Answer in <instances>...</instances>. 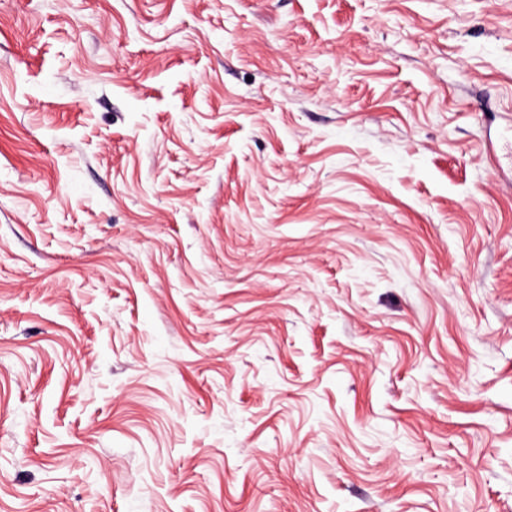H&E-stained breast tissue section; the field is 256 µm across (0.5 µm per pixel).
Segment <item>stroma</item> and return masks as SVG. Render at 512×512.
I'll return each mask as SVG.
<instances>
[{"label":"stroma","mask_w":512,"mask_h":512,"mask_svg":"<svg viewBox=\"0 0 512 512\" xmlns=\"http://www.w3.org/2000/svg\"><path fill=\"white\" fill-rule=\"evenodd\" d=\"M0 512H512V0H0Z\"/></svg>","instance_id":"stroma-1"}]
</instances>
